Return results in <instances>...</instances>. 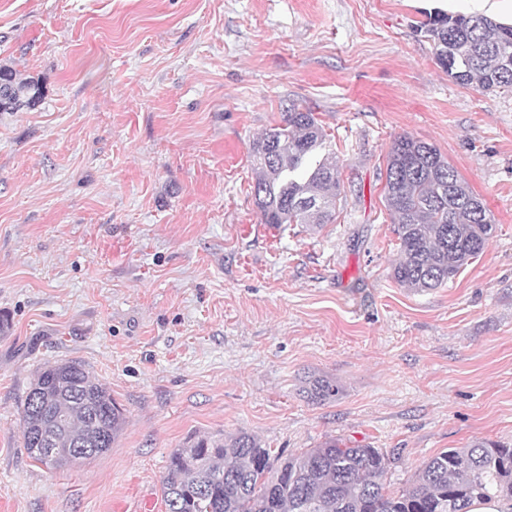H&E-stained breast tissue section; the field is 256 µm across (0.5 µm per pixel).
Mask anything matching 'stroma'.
<instances>
[{
    "label": "stroma",
    "mask_w": 512,
    "mask_h": 512,
    "mask_svg": "<svg viewBox=\"0 0 512 512\" xmlns=\"http://www.w3.org/2000/svg\"><path fill=\"white\" fill-rule=\"evenodd\" d=\"M512 0H0V512H166L170 454L245 432L279 456L381 449L389 490L477 439L512 442V90L454 83L427 13ZM311 110L339 162L333 223L264 226L254 138ZM436 146L496 222L453 282L391 276L383 172ZM84 365L126 423L62 469L30 458L37 372ZM339 386L308 400L309 379ZM41 83L34 78L21 79L9 66H0V112H17L35 106L42 97Z\"/></svg>",
    "instance_id": "stroma-1"
}]
</instances>
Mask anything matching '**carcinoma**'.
Segmentation results:
<instances>
[{"instance_id": "1", "label": "carcinoma", "mask_w": 512, "mask_h": 512, "mask_svg": "<svg viewBox=\"0 0 512 512\" xmlns=\"http://www.w3.org/2000/svg\"><path fill=\"white\" fill-rule=\"evenodd\" d=\"M437 64L450 79L480 91L512 89V24L479 13L434 11L421 25ZM43 88L0 66V112L38 103ZM327 134L313 112L295 106L253 141L254 204L266 224H327L342 195L337 163L319 156ZM384 190L399 240L392 277L416 291L439 288L487 248L496 229L468 183L432 144L394 139ZM305 393L336 398L335 382L315 378ZM24 448L51 468L79 460L49 457L52 441L73 451L112 446L123 409L85 367L73 361L39 371L25 398ZM390 460L378 448L330 439L287 457H272L253 435L195 436L174 450L162 492L167 512H470L476 500L512 502V446L475 441L431 457L413 483L385 491Z\"/></svg>"}]
</instances>
